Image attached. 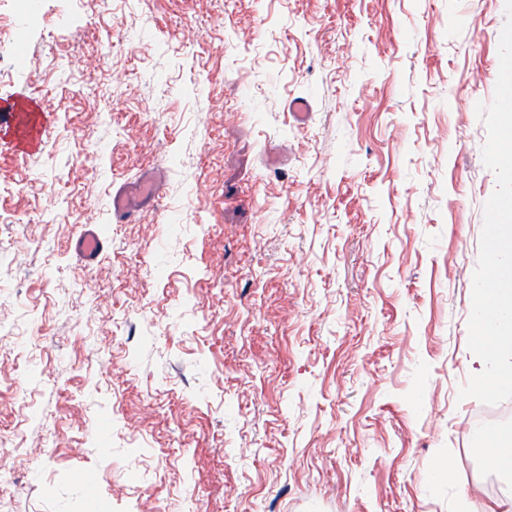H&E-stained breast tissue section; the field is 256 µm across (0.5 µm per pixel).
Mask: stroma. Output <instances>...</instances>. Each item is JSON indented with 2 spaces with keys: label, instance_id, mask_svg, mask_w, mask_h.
<instances>
[{
  "label": "stroma",
  "instance_id": "1",
  "mask_svg": "<svg viewBox=\"0 0 512 512\" xmlns=\"http://www.w3.org/2000/svg\"><path fill=\"white\" fill-rule=\"evenodd\" d=\"M36 2L18 61L0 0V512L512 498L459 396L505 0ZM1 112H8L7 114H2V123L9 124L13 128L17 139L23 142L27 136L28 117L30 114L23 111L17 105L9 109H2ZM149 182L143 180L134 187V191L118 189L112 196V214L120 222L128 223L138 215L141 198L145 197V188ZM105 239L100 235L98 225L87 224L75 242V250L85 262V266L93 265L104 249Z\"/></svg>",
  "mask_w": 512,
  "mask_h": 512
}]
</instances>
